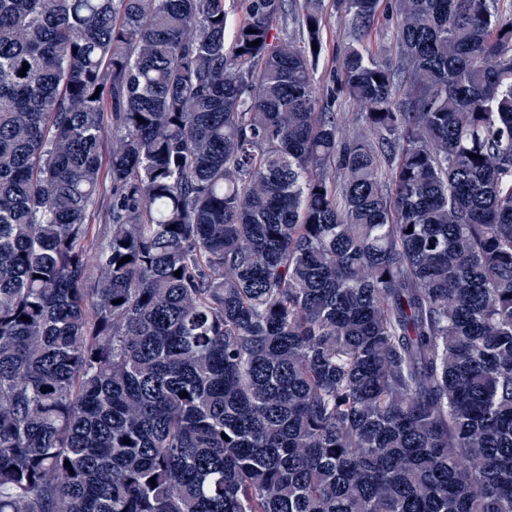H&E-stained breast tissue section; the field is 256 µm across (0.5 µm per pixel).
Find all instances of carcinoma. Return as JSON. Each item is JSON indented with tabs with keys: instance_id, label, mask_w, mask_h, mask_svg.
<instances>
[{
	"instance_id": "obj_1",
	"label": "carcinoma",
	"mask_w": 512,
	"mask_h": 512,
	"mask_svg": "<svg viewBox=\"0 0 512 512\" xmlns=\"http://www.w3.org/2000/svg\"><path fill=\"white\" fill-rule=\"evenodd\" d=\"M245 4L0 0V512H512V12L339 0L346 138ZM395 21V16L392 20L391 17H381L380 22L378 24L375 22L367 33L365 43L373 55L386 60H396ZM329 108L332 112H345L346 123L343 126V133L346 137H354L360 133L357 121L353 119V114L363 111L362 107L349 99L348 95L336 91V95L329 100ZM108 193L105 188H101L99 195L98 205L95 208V214L89 222V241L96 243L103 235L104 228L106 227V210L108 206Z\"/></svg>"
}]
</instances>
